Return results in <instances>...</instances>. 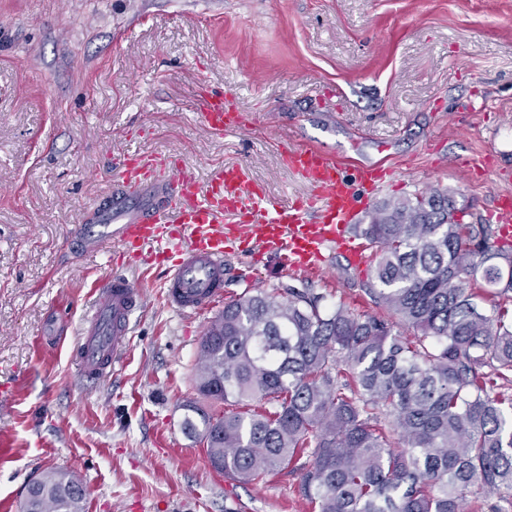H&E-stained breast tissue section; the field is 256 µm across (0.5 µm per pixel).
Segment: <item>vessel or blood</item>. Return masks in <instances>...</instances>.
Here are the masks:
<instances>
[{
    "instance_id": "b4317fda",
    "label": "vessel or blood",
    "mask_w": 512,
    "mask_h": 512,
    "mask_svg": "<svg viewBox=\"0 0 512 512\" xmlns=\"http://www.w3.org/2000/svg\"><path fill=\"white\" fill-rule=\"evenodd\" d=\"M205 125L216 133L246 128L243 114L223 92L196 88ZM283 157L309 189L283 203L253 182L244 166L218 170L207 187L177 160L126 156L112 188L104 191L79 242L88 252L115 250L128 265H168L164 288L168 306L187 317L212 310L224 300V246L246 245L255 256L281 258L295 275L315 277L325 254L343 251L352 264L366 263L365 248L353 232L370 195L383 190L387 171L363 166L346 174L334 153L313 145L287 146ZM489 221L512 230V193H499ZM142 290L127 277H113L93 292L72 357L86 380H98L128 353Z\"/></svg>"
}]
</instances>
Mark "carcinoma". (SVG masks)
I'll use <instances>...</instances> for the list:
<instances>
[{
	"instance_id": "carcinoma-1",
	"label": "carcinoma",
	"mask_w": 512,
	"mask_h": 512,
	"mask_svg": "<svg viewBox=\"0 0 512 512\" xmlns=\"http://www.w3.org/2000/svg\"><path fill=\"white\" fill-rule=\"evenodd\" d=\"M447 188L385 200L357 313L288 286L224 302L198 349L211 402L183 430L211 466L259 483L290 464L315 512H480L512 504V245ZM413 330L405 336L397 324ZM70 472L36 476L21 512H84Z\"/></svg>"
}]
</instances>
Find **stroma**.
<instances>
[{
  "mask_svg": "<svg viewBox=\"0 0 512 512\" xmlns=\"http://www.w3.org/2000/svg\"><path fill=\"white\" fill-rule=\"evenodd\" d=\"M201 80L234 95L249 132L207 130ZM287 143L393 169L382 199L447 188L484 214L512 176V0H0V512L50 468L80 480L85 512H311L292 469L236 483L185 434L210 316L165 303L164 268L74 237L126 155L173 156L203 186L242 163L270 195H304ZM481 152L494 165L469 179ZM230 264L228 299L293 285L376 310L371 269L336 253L317 278ZM114 272L145 303L126 359L86 383L70 350Z\"/></svg>",
  "mask_w": 512,
  "mask_h": 512,
  "instance_id": "obj_1",
  "label": "stroma"
}]
</instances>
